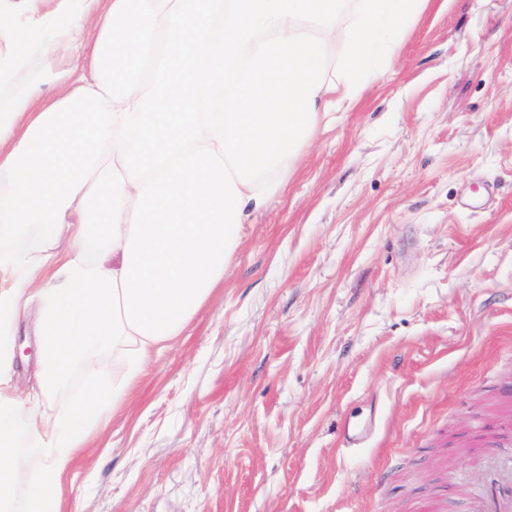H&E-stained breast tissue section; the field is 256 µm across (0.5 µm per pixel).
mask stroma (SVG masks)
Here are the masks:
<instances>
[{"mask_svg":"<svg viewBox=\"0 0 512 512\" xmlns=\"http://www.w3.org/2000/svg\"><path fill=\"white\" fill-rule=\"evenodd\" d=\"M64 0H0V65ZM223 283L61 478L60 512H469L512 421V0H428L300 148ZM13 388H37L33 319ZM377 413L367 447L336 436ZM19 442L12 496L45 461Z\"/></svg>","mask_w":512,"mask_h":512,"instance_id":"1","label":"stroma"}]
</instances>
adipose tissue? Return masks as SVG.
<instances>
[{
    "label": "adipose tissue",
    "instance_id": "ef3b65f1",
    "mask_svg": "<svg viewBox=\"0 0 512 512\" xmlns=\"http://www.w3.org/2000/svg\"><path fill=\"white\" fill-rule=\"evenodd\" d=\"M424 0H75L57 96L0 102V483L18 439L47 437L25 512L53 494L126 385L214 288L250 214L279 190L330 113L380 80ZM343 77L326 76L334 47ZM216 109L202 111L199 61ZM38 313V391L10 386L12 330ZM82 387L53 409L74 373ZM98 359L100 377L105 385L112 387V384L116 385L124 382L128 367L120 352L108 348L101 352Z\"/></svg>",
    "mask_w": 512,
    "mask_h": 512
}]
</instances>
